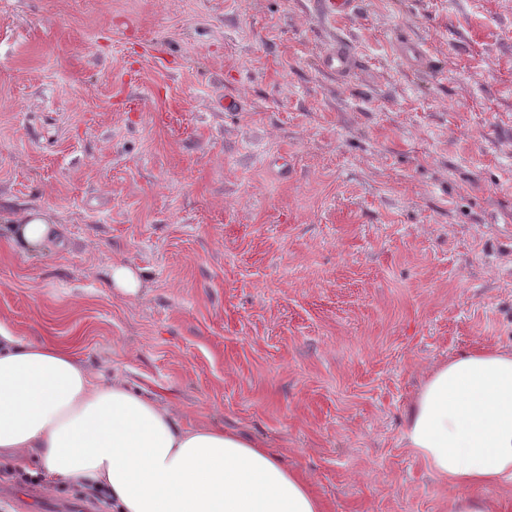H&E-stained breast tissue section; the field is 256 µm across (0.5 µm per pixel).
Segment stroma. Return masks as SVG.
I'll return each mask as SVG.
<instances>
[{
    "label": "stroma",
    "mask_w": 512,
    "mask_h": 512,
    "mask_svg": "<svg viewBox=\"0 0 512 512\" xmlns=\"http://www.w3.org/2000/svg\"><path fill=\"white\" fill-rule=\"evenodd\" d=\"M0 324L265 440L326 512H453L403 412L512 349V0H0ZM50 224L35 213H29L21 223L9 228V235L18 239L22 245L30 249L42 246L50 238ZM110 281L112 288L126 296L136 297L141 295L144 290L140 275L125 266H112Z\"/></svg>",
    "instance_id": "1"
}]
</instances>
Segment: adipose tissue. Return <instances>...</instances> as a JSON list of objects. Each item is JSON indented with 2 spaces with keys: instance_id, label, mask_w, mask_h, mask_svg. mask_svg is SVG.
Returning a JSON list of instances; mask_svg holds the SVG:
<instances>
[{
  "instance_id": "ef3b65f1",
  "label": "adipose tissue",
  "mask_w": 512,
  "mask_h": 512,
  "mask_svg": "<svg viewBox=\"0 0 512 512\" xmlns=\"http://www.w3.org/2000/svg\"><path fill=\"white\" fill-rule=\"evenodd\" d=\"M404 437L459 490L455 512H512L480 491L512 484V351L478 348L435 367L406 407ZM90 485L114 512H324L262 441L184 425L147 395L95 376L66 347L0 326V456Z\"/></svg>"
}]
</instances>
